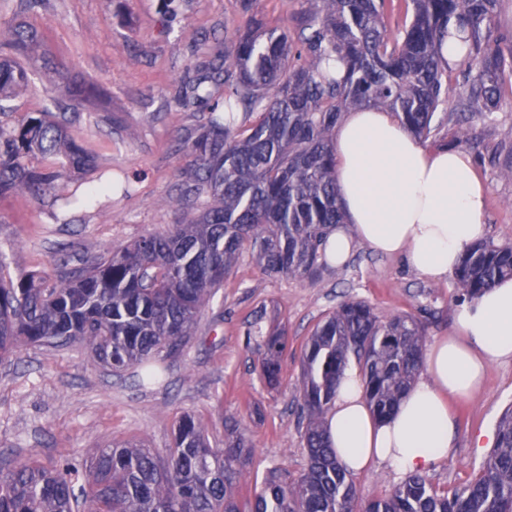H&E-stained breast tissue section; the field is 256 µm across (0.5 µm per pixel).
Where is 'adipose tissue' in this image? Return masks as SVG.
<instances>
[{"instance_id": "obj_1", "label": "adipose tissue", "mask_w": 512, "mask_h": 512, "mask_svg": "<svg viewBox=\"0 0 512 512\" xmlns=\"http://www.w3.org/2000/svg\"><path fill=\"white\" fill-rule=\"evenodd\" d=\"M338 200L345 215L327 255L342 266L355 245L404 255L432 282L447 280L466 247L485 237L487 188L471 156L428 148L394 115L349 112L333 141ZM453 335L432 343L423 374L388 418L370 410L363 380L346 368L325 429L339 464L359 474L375 463L405 474L430 470L452 452L449 398L478 392L489 368L512 361V278L458 306Z\"/></svg>"}]
</instances>
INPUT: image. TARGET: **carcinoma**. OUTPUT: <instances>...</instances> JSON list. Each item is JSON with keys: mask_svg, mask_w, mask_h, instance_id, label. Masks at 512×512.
Returning <instances> with one entry per match:
<instances>
[{"mask_svg": "<svg viewBox=\"0 0 512 512\" xmlns=\"http://www.w3.org/2000/svg\"><path fill=\"white\" fill-rule=\"evenodd\" d=\"M410 20L388 30L395 0H301L296 24L270 26L240 0L242 24L224 30V50L197 68L171 104L206 106L198 128L178 140L192 157L177 171L176 204L193 216L164 234L122 248L86 254L74 269L20 277L0 261V363L25 345L80 346L114 373L138 370L140 384L161 383L154 360L181 353L202 309L248 250L260 270L296 280L328 264L327 242L345 223L336 194L332 142L346 112L374 107L393 113L421 141L448 129V145L467 139L462 114L512 95V48L494 34L498 0H403ZM455 25L467 52L459 104L439 112L448 94L450 63L442 37ZM49 56L48 36L23 23L0 41V200L17 192L53 207L71 170L99 167L93 147L71 138L83 112L109 101L86 82L73 102L54 100L14 125L3 123L21 88L36 89L29 65ZM344 71L336 73V61ZM492 162L512 179V148ZM122 180H100L86 200ZM472 300L512 278V243L483 240L462 255L453 274ZM424 328L415 317L380 319L365 301L346 299L314 327L305 345L300 398L306 413L307 466L290 483L266 480L240 502L238 481L249 457L245 437L227 433L213 448L191 414L174 429L166 459L141 441L96 449L76 466H46L33 457L0 460V512H512V408L501 415L496 443L474 478L451 493L420 474L389 496H360L331 448L324 419L343 371L356 364L373 412L385 418L423 368ZM284 334L264 340L260 370L276 381Z\"/></svg>", "mask_w": 512, "mask_h": 512, "instance_id": "obj_1", "label": "carcinoma"}]
</instances>
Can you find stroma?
Listing matches in <instances>:
<instances>
[{"mask_svg": "<svg viewBox=\"0 0 512 512\" xmlns=\"http://www.w3.org/2000/svg\"><path fill=\"white\" fill-rule=\"evenodd\" d=\"M176 19L161 25L164 12ZM242 18L239 0H49L23 20L44 31L53 50L70 62L73 78L94 82L112 101L116 126L80 123L107 175H127L129 194L105 193L82 208H48L21 193L0 201V258L11 276L76 268L83 255L127 245L167 231L181 217L175 171L188 159L177 149L180 131L196 127L201 112L166 103L179 80L224 41L217 20ZM38 93L17 95L13 120L42 111L68 90L53 70L38 77ZM466 151L488 188V240L512 241V179L499 175L488 155L512 146V102L475 115ZM369 303L378 316L416 317L426 341L448 335L462 302L454 282L420 277L404 257L357 246L344 267L299 281L264 274L242 255L201 312L192 341L166 360L165 380L140 386L134 370L114 375L80 347H23L0 364V455L35 456L43 464L68 459L83 464L96 448L142 440L159 455L173 446L176 420L195 415L212 447L224 445L228 428L250 441L253 452L240 479L241 499L259 493L280 473L293 481L307 463L300 415L301 360L314 325L343 299ZM285 332L287 350L276 386L259 377L263 336ZM512 406V362L490 367L481 391L454 404V451L427 476L452 491L474 478L489 455L475 445L494 431Z\"/></svg>", "mask_w": 512, "mask_h": 512, "instance_id": "obj_1", "label": "stroma"}]
</instances>
